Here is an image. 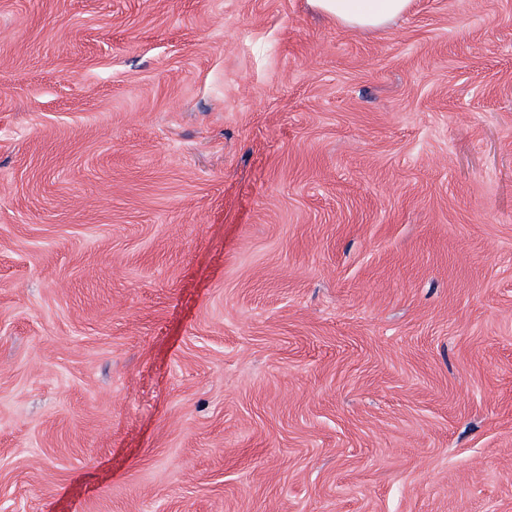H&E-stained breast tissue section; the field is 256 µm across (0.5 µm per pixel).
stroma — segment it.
<instances>
[{
    "instance_id": "35a3bbf8",
    "label": "stroma",
    "mask_w": 512,
    "mask_h": 512,
    "mask_svg": "<svg viewBox=\"0 0 512 512\" xmlns=\"http://www.w3.org/2000/svg\"><path fill=\"white\" fill-rule=\"evenodd\" d=\"M0 512H512V0H0ZM336 24L352 30H377L409 14L414 0H309Z\"/></svg>"
}]
</instances>
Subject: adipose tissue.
<instances>
[{
  "mask_svg": "<svg viewBox=\"0 0 512 512\" xmlns=\"http://www.w3.org/2000/svg\"><path fill=\"white\" fill-rule=\"evenodd\" d=\"M309 3L342 27L377 30L409 14L414 0H309Z\"/></svg>",
  "mask_w": 512,
  "mask_h": 512,
  "instance_id": "ef3b65f1",
  "label": "adipose tissue"
}]
</instances>
